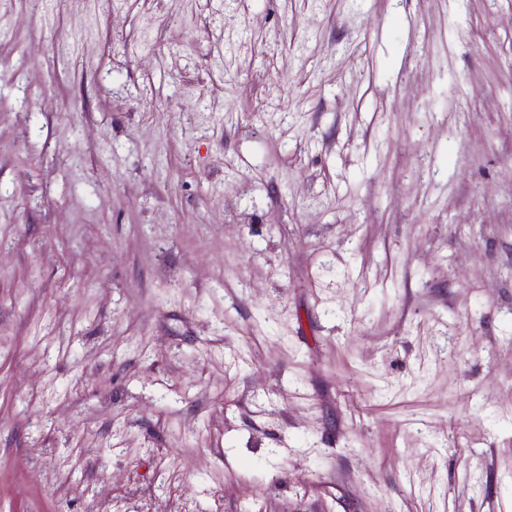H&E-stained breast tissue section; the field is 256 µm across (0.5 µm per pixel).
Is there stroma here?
Segmentation results:
<instances>
[{
  "label": "stroma",
  "instance_id": "stroma-1",
  "mask_svg": "<svg viewBox=\"0 0 512 512\" xmlns=\"http://www.w3.org/2000/svg\"><path fill=\"white\" fill-rule=\"evenodd\" d=\"M0 512H512V0H0Z\"/></svg>",
  "mask_w": 512,
  "mask_h": 512
}]
</instances>
